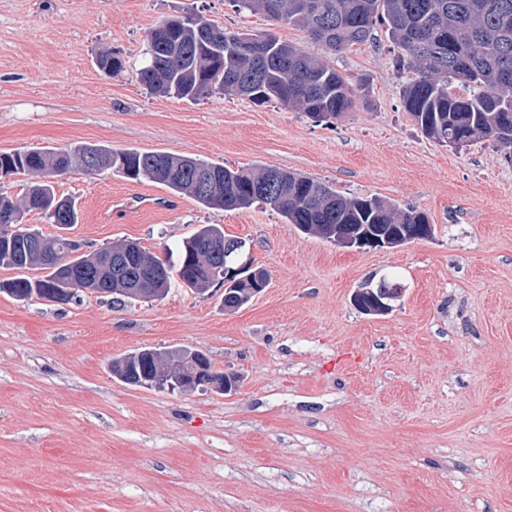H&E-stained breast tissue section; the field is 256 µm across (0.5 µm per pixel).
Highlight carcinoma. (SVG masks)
<instances>
[{
  "instance_id": "cac0c4a2",
  "label": "carcinoma",
  "mask_w": 512,
  "mask_h": 512,
  "mask_svg": "<svg viewBox=\"0 0 512 512\" xmlns=\"http://www.w3.org/2000/svg\"><path fill=\"white\" fill-rule=\"evenodd\" d=\"M240 13H262L268 19L306 32L325 52L313 56L270 32L227 30L201 14H184L185 24L166 30L162 19L145 34L147 61L136 79L152 94L197 100L225 92L237 82V96L254 103L276 101L319 121L336 119L356 107L363 86L340 73L329 56L354 45L375 41L384 25L397 55L395 64L414 72L401 88L404 110L423 134L442 145L465 140H492L512 147V0H233ZM250 40L264 49L265 59L239 54L237 43ZM99 66L114 76L127 70L124 59L101 55ZM293 90L284 99L282 87ZM132 180H148L198 203L222 210L268 205L304 234L330 240L322 225L358 234L366 229L393 233L407 241L420 238L417 225L427 216L376 197H348L330 185L277 167L231 169L197 157L164 152L117 151L81 144L66 150L30 149L0 153V170L21 165L25 173L41 176L24 199L0 195V225L20 224L27 212L37 211L49 223L67 229L79 222L76 202L55 193L52 178L78 165L84 170H108L103 159ZM211 171L224 182V193L196 186V173ZM278 179L275 192L260 194L254 187ZM223 229L205 225L160 259L135 241L108 247L112 257L129 263L111 269L105 294L116 301L140 299L135 288L143 282L164 296L175 285L192 291L214 284L215 270H224ZM0 267L25 270L37 267L45 275L31 280L16 277L0 283L20 300L36 295L69 302L82 289L73 276L99 273L93 256L78 252L63 235L46 237L37 229L8 243L0 242ZM254 294L247 284L224 292V309L237 310ZM170 358L162 353H128L113 361L112 371L123 382L141 386L153 370Z\"/></svg>"
}]
</instances>
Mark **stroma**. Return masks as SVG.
Listing matches in <instances>:
<instances>
[{
  "mask_svg": "<svg viewBox=\"0 0 512 512\" xmlns=\"http://www.w3.org/2000/svg\"><path fill=\"white\" fill-rule=\"evenodd\" d=\"M186 11L320 51L230 0H0V153L95 144L276 166L416 208L434 233L351 250L267 206L212 209L112 170L56 177L84 250L135 240L160 257L215 224L270 281L233 312L217 285L122 305L0 292V512H512V150L426 138L382 35L335 57L370 84L337 119L151 94L135 78L145 34ZM104 51L127 71L100 69ZM383 276L402 288L391 311L360 313L352 294ZM143 348L203 351L239 387L127 385L112 362Z\"/></svg>",
  "mask_w": 512,
  "mask_h": 512,
  "instance_id": "35a3bbf8",
  "label": "stroma"
}]
</instances>
